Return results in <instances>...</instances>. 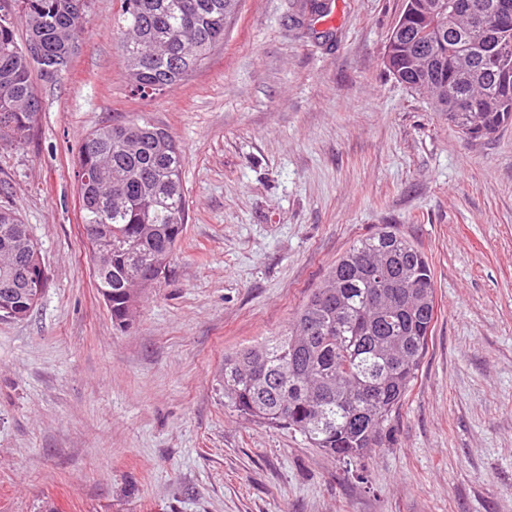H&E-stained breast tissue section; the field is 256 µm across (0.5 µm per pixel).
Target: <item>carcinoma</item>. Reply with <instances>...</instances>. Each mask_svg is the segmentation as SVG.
Segmentation results:
<instances>
[{
	"mask_svg": "<svg viewBox=\"0 0 512 512\" xmlns=\"http://www.w3.org/2000/svg\"><path fill=\"white\" fill-rule=\"evenodd\" d=\"M78 0H0V146L33 131L39 100L30 57L68 67L82 33ZM498 0H404L385 64L467 139L512 123V19ZM240 0H123L119 37L132 91L148 97L199 70ZM24 27L26 38L17 39ZM184 153L142 118L98 127L78 151V193L89 253H112L95 274L112 294V322L131 321L160 281L188 217ZM40 257L18 211L0 208V300L28 317L29 267ZM435 318L434 271L419 247L385 224L358 240L295 312L288 332L224 355V405L259 424L300 433L313 448L354 461L384 444L392 412L420 368Z\"/></svg>",
	"mask_w": 512,
	"mask_h": 512,
	"instance_id": "cac0c4a2",
	"label": "carcinoma"
}]
</instances>
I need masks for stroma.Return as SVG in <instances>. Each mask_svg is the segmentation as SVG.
Segmentation results:
<instances>
[{
  "label": "stroma",
  "instance_id": "stroma-1",
  "mask_svg": "<svg viewBox=\"0 0 512 512\" xmlns=\"http://www.w3.org/2000/svg\"><path fill=\"white\" fill-rule=\"evenodd\" d=\"M242 0L208 63L132 94L87 0L67 74L36 81L0 206L46 286L0 320V512H512V124L463 138L384 65L403 0ZM184 150V238L129 327L92 277L79 141L139 117ZM393 225L434 269L426 355L391 441L353 464L225 407L227 353L285 332L353 243Z\"/></svg>",
  "mask_w": 512,
  "mask_h": 512
}]
</instances>
